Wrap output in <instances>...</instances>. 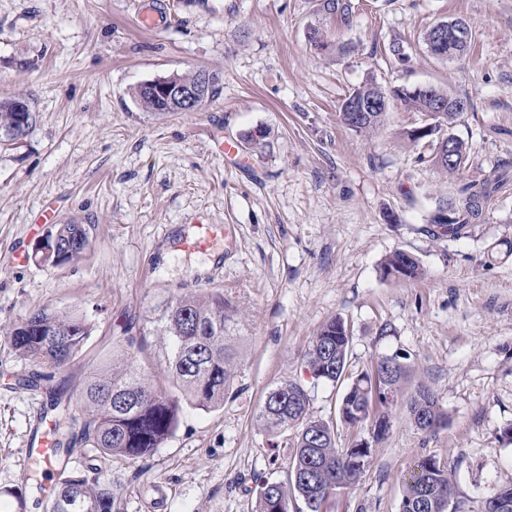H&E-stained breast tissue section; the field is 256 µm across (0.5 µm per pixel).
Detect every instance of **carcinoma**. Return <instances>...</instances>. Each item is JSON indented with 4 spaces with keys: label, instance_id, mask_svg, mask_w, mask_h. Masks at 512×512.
I'll use <instances>...</instances> for the list:
<instances>
[{
    "label": "carcinoma",
    "instance_id": "obj_1",
    "mask_svg": "<svg viewBox=\"0 0 512 512\" xmlns=\"http://www.w3.org/2000/svg\"><path fill=\"white\" fill-rule=\"evenodd\" d=\"M324 14L342 23L349 21L352 0H321ZM423 42L432 55L452 60L464 55L471 42L459 43L448 34L445 43H436L433 27L424 33ZM431 96L413 92V87L397 86L386 90L368 79L343 100L339 118L349 129L370 135L383 125L388 109H379L364 122L348 108L352 98L376 102L390 97L409 111L427 117L429 128L420 134L407 132L410 141L424 142L427 152L418 160L430 159L443 172H454L468 160L466 143L452 133L455 119L461 114L448 102V90L429 85ZM135 97L140 107L162 115L161 104L141 89ZM443 102L442 111H434ZM15 99L0 101V144L22 141L33 126L36 115L27 113V127L20 126L14 111ZM453 142L455 163H448V144ZM508 177L497 170L481 182L461 188L459 195L439 201L429 224L436 236L462 238L471 225L479 223L486 206L500 193ZM449 212L450 219H440ZM59 249L53 265L80 258L89 242L83 224L68 221L53 225ZM383 277L415 279L421 274L417 259L404 251L389 255L381 265ZM239 308L224 297V291H212L203 297L181 294L163 302L147 319L149 332L159 336L162 353L156 367L147 370L141 363L142 344L128 338L133 351L97 368L81 391V402L71 403L64 393H49L50 407L62 421L56 432V455L60 459L70 452L72 440L78 438L99 450L102 458L130 460L143 458L172 435L185 400L200 409L224 405V394L232 385L237 368L235 340L241 326ZM14 348L31 362L62 370L79 356L89 339L90 325L77 314L39 309L10 332ZM351 336L341 319L332 318L317 330L305 353L307 367L316 380L337 384L345 379ZM409 378V366L399 354L379 358L376 368L361 373L349 382L339 405L340 421L352 427L363 424L377 412L372 395L397 396ZM309 394L299 383L286 380L271 388L261 406L257 421L270 436L293 428L289 443L293 448L291 468L285 482L266 480L260 485L255 512H288L290 497H298L306 512H326V504L341 492L355 488L369 463L372 448L356 444L340 448L336 444L334 425L309 413ZM408 417L416 428L433 432L448 424V412L434 393L419 385L410 397ZM401 512H461L456 500V481L448 468L433 457H423L403 475ZM52 512H111L112 493L88 485L68 471L60 475Z\"/></svg>",
    "mask_w": 512,
    "mask_h": 512
}]
</instances>
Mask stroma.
Returning a JSON list of instances; mask_svg holds the SVG:
<instances>
[{
    "mask_svg": "<svg viewBox=\"0 0 512 512\" xmlns=\"http://www.w3.org/2000/svg\"><path fill=\"white\" fill-rule=\"evenodd\" d=\"M353 2L344 25L320 0H0V100L25 96L36 114L20 144L0 147V512H43L54 497L56 483L24 471L31 429L53 418L48 387L78 397L162 301L217 289L238 304L243 336L223 406L182 404L173 435L140 459L71 451L69 472L109 489L112 512H254L259 484L290 467L292 430L272 437L256 422L285 380L335 424L338 446L373 442L372 422L340 423L343 386L304 361L335 316L350 329L348 375L396 353L412 372L359 485L327 512H400L401 476L425 456L452 471L465 512L512 486L501 435L512 423V181L467 237L428 231L440 199L494 168L512 177V0ZM455 18L470 49L434 57L426 28ZM396 41L407 64L390 52ZM195 68L223 76L202 109L157 117L137 104L141 83ZM370 77L467 99L453 127L469 146L463 167L418 162L405 132L426 118L399 102L372 135L344 126L339 105ZM257 130L264 138L247 140ZM227 138L237 155L220 152ZM47 210L89 227L78 261L36 262ZM209 230L210 245L192 247ZM397 250L420 277L382 279ZM42 308L82 315L91 335L50 381L20 388L37 367L9 333ZM420 383L448 412L432 433L406 410Z\"/></svg>",
    "mask_w": 512,
    "mask_h": 512,
    "instance_id": "stroma-1",
    "label": "stroma"
}]
</instances>
